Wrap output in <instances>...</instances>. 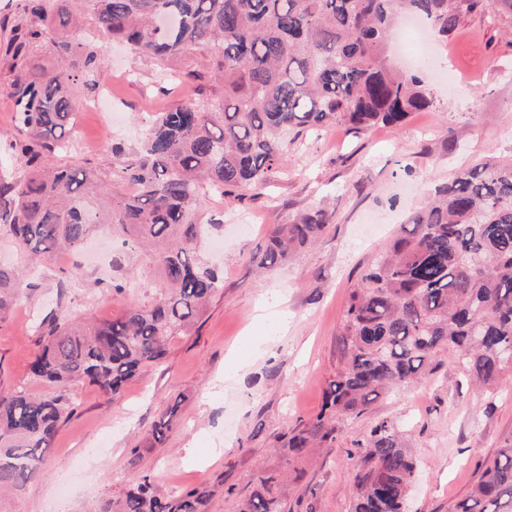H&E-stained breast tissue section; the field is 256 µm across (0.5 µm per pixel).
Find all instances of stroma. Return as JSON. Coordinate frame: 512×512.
<instances>
[{"mask_svg": "<svg viewBox=\"0 0 512 512\" xmlns=\"http://www.w3.org/2000/svg\"><path fill=\"white\" fill-rule=\"evenodd\" d=\"M432 49L417 63L434 105L399 126L355 133L330 125L289 153L285 174L261 197L235 202L207 193L223 215L222 245L207 250L224 272V290L196 330L172 340L161 364L144 368L119 398L76 381L65 393L74 414L62 423L42 477L0 497V512H101L141 477L158 496L210 491L208 512H238L261 475L287 469L282 437L320 411L336 373V337L351 290L410 213L455 173L482 160L512 165V11L464 14L448 34H429ZM104 65L98 90L110 109L77 108L75 164L112 170L106 141L136 145L153 113L193 96L192 87H160L153 63L98 30ZM132 71L136 80L124 79ZM324 210L327 226L292 261L260 274L246 255L274 225ZM0 264L26 269L29 289L0 318V385L44 391L29 364L37 327L51 311L102 322L147 307L164 280L154 249L122 250L111 229L77 252L49 253L29 264L0 233ZM433 372L400 393L379 396L340 425L334 447L296 464L288 512H350L354 449L373 424L391 422L418 471L408 512H452L480 465L512 438V386L476 388L441 352ZM177 405V423L162 441L148 440L158 416ZM195 444L187 455V444ZM139 456H132V449Z\"/></svg>", "mask_w": 512, "mask_h": 512, "instance_id": "stroma-1", "label": "stroma"}]
</instances>
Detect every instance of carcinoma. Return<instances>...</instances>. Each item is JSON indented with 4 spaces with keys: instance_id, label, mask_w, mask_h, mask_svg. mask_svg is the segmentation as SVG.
<instances>
[{
    "instance_id": "obj_1",
    "label": "carcinoma",
    "mask_w": 512,
    "mask_h": 512,
    "mask_svg": "<svg viewBox=\"0 0 512 512\" xmlns=\"http://www.w3.org/2000/svg\"><path fill=\"white\" fill-rule=\"evenodd\" d=\"M481 6L512 11V0H18L0 19L9 37L0 60L12 79L20 137L0 149L23 178L0 176V231L33 257L78 249L107 224L123 245L152 243L166 291L148 307L105 322L53 314L39 327L32 378L47 392L0 387V493L22 492L43 473L46 450L73 412L62 389L73 381L117 396L144 367L190 334L224 287L199 248L221 223L206 217L203 190L242 202L284 174L288 146L336 124L356 132L395 126L433 107L422 78L394 73L383 53L395 16L423 15L444 35ZM153 60L163 81L195 85V97L155 113L139 145L112 143V191L86 167L53 162L73 129L74 85L94 93L101 68L93 44L76 34L78 15ZM50 41L61 69L30 64ZM200 53L202 65L187 58ZM322 210L276 224L248 262L270 270L324 230ZM28 288L0 265V314ZM336 373L321 411L283 443L288 463L336 442L339 426L385 392L404 388L446 349L477 386L512 372V165L480 161L459 171L411 214L385 254L350 295L336 338ZM164 411L149 438L172 428ZM353 461L352 512H407L416 462L387 420L371 427ZM286 479L263 475L239 512H282ZM209 493L158 497L142 477L101 512H207ZM454 512H512V440L482 467Z\"/></svg>"
}]
</instances>
